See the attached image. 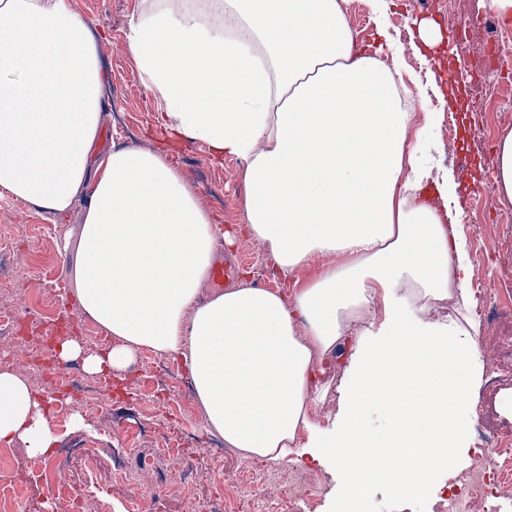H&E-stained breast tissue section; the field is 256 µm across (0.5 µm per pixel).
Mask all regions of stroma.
I'll use <instances>...</instances> for the list:
<instances>
[{"instance_id": "stroma-1", "label": "stroma", "mask_w": 512, "mask_h": 512, "mask_svg": "<svg viewBox=\"0 0 512 512\" xmlns=\"http://www.w3.org/2000/svg\"><path fill=\"white\" fill-rule=\"evenodd\" d=\"M138 0H73V7L92 22L102 34V73L112 93L111 105L102 124V146L135 145L163 149L186 184L194 191L205 210L220 216L224 225L244 221V165L227 156L214 158L205 143L192 142L174 135L159 120L158 99L143 82L127 45L130 20ZM366 17L364 27L354 28L355 42L361 55L377 56L383 66H391L394 57H401L402 66L415 79L404 84L413 113L411 132H425L432 146L434 167L452 173L461 197L462 214L459 231L465 238L479 278L496 281L512 293V224H498L491 214L496 205L504 203L496 174L498 167L497 139L489 130L498 126L495 113L482 109L487 77L485 41L479 32L461 37V21L489 11L487 0H453L452 15L418 10L410 0H360ZM386 19L385 31H378L377 15ZM435 22L442 40L433 48L423 45L418 37L421 21ZM462 72L465 83L460 92L462 109L449 113L443 99L448 94V71ZM455 119L456 136L446 143L439 131L444 116ZM470 156L468 172L457 170L454 155ZM28 224H52L58 237L40 240L25 233ZM0 232L17 240L15 261L25 266L41 265L47 276L41 287L50 291L53 301H60L71 285L68 265L58 251L59 236L78 241L80 213L72 211L56 217L36 213L27 203L10 197L0 198ZM482 356L485 366L482 384L473 397L475 406L485 408V415H472L471 434H478L482 425L512 427V375L498 373L499 339L502 325L496 320H481ZM156 415L146 399L138 398L136 390L108 398L99 408L93 429L75 427L70 417L53 420L56 447L62 448L79 440L95 442L100 449L96 466L89 470L73 466L62 474V481L77 486L86 496L93 512H128L143 488L156 491L149 512H190L193 504L210 498L214 491L211 469L204 451H197L195 478L173 487L166 481L167 459L155 451L149 439L130 441L127 428L134 422H152ZM132 448L127 460L131 480L112 476V451ZM224 467L236 473L247 472L258 480L256 493L231 491L224 502V512H259L258 499L273 500L293 488L296 483L310 487L313 495L308 512H341L340 488L344 476L335 463H321L310 457L276 465L266 461L240 459L232 450L224 452ZM447 479L440 472L433 477V490L403 498L380 485L366 487L371 512H439L443 500L437 488Z\"/></svg>"}]
</instances>
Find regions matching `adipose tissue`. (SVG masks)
Returning <instances> with one entry per match:
<instances>
[{
	"instance_id": "adipose-tissue-1",
	"label": "adipose tissue",
	"mask_w": 512,
	"mask_h": 512,
	"mask_svg": "<svg viewBox=\"0 0 512 512\" xmlns=\"http://www.w3.org/2000/svg\"><path fill=\"white\" fill-rule=\"evenodd\" d=\"M127 43L163 124L243 162L245 217L218 224L165 151L98 152L110 98L90 24L72 0H0V196L52 215L84 200L73 298L115 340L98 353L61 339L60 364L120 373L146 349L182 362L225 447L341 465L343 512H370L369 483L411 497L455 473L483 377L475 266L427 195L454 212L457 185L409 142L393 74L357 54L339 0H140ZM241 235L286 274L329 262L289 294L245 271L204 292ZM350 339L337 420L315 437L325 364ZM374 409L382 428L365 422ZM18 439L36 456L56 441L42 401L2 371L0 444Z\"/></svg>"
}]
</instances>
